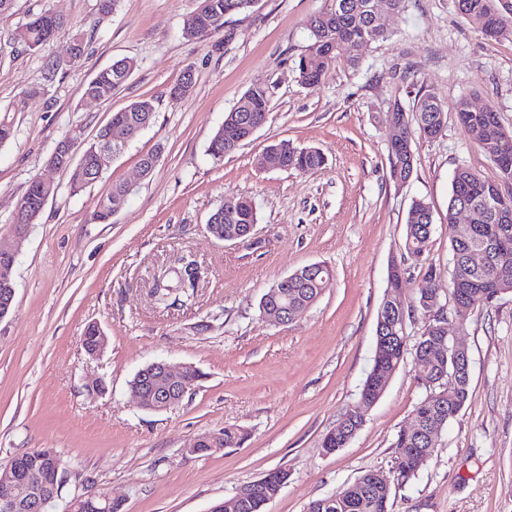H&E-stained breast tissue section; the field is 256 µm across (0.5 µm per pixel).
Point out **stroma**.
Wrapping results in <instances>:
<instances>
[{
    "instance_id": "obj_1",
    "label": "stroma",
    "mask_w": 512,
    "mask_h": 512,
    "mask_svg": "<svg viewBox=\"0 0 512 512\" xmlns=\"http://www.w3.org/2000/svg\"><path fill=\"white\" fill-rule=\"evenodd\" d=\"M324 0H258L227 18L222 32L186 38L194 0H119L108 16L98 0H14L0 16V107L23 87L42 95L13 113V142L0 147V237L9 235L29 181L55 182L38 224L16 257L11 314L0 320V461L55 449L66 482L53 512L77 496L103 492L124 512H209L269 470L289 479L264 512H307L369 470H388L396 434L409 428L422 391V367L405 356L349 444L326 454L322 438L359 399L372 365L377 311L388 268L399 259L413 200L433 210L425 254L448 285V248L457 226L446 220L457 167L494 179V163L460 125L454 105L493 106L512 128V36L487 39L455 0H407L388 16V39L361 52L358 66L338 56L317 88L298 80L310 43L307 19ZM64 26L38 49L12 39L40 12ZM80 62L66 65L76 31ZM137 62L112 99L93 102L84 86L119 57ZM193 78L180 100L167 89ZM271 85L268 118L223 161L208 152L216 130L253 84ZM446 108L440 135H414V171L389 177L394 103L412 108L424 92ZM154 98V123L138 132L102 177L71 192L48 158L57 143L91 141L111 113ZM289 139L321 149L322 169L299 173L257 164L271 143ZM159 152L149 175L142 156ZM131 192L107 224L93 213L112 183ZM254 202L251 237L234 243L206 230L225 197ZM190 254L207 270L192 307H156L157 269ZM323 263L332 284L285 325L267 321L259 302L275 282ZM109 343L100 358L82 347L88 324ZM470 355V395L441 433L432 458L410 483L392 490L389 512H512V293L460 323ZM163 360L190 364L204 377L167 412L138 407L130 384ZM104 379L107 391L89 396ZM244 432L237 448L191 453L198 436Z\"/></svg>"
}]
</instances>
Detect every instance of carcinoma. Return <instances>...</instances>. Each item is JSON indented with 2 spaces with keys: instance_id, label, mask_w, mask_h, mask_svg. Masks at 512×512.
I'll return each instance as SVG.
<instances>
[{
  "instance_id": "cac0c4a2",
  "label": "carcinoma",
  "mask_w": 512,
  "mask_h": 512,
  "mask_svg": "<svg viewBox=\"0 0 512 512\" xmlns=\"http://www.w3.org/2000/svg\"><path fill=\"white\" fill-rule=\"evenodd\" d=\"M195 8L184 20L183 34L188 38H200L217 34L224 29V18L229 15L249 12L257 0H195ZM336 0H325V6L307 21L311 43L308 50L314 52V60L305 62L300 58L298 75L303 85L317 87L324 71L335 60L336 55L345 50L349 52L351 65L358 64V51L373 42L389 37L386 28L372 22L366 15L364 7L368 0H344L350 5L351 15L345 16L333 8ZM461 14L477 22L483 34L496 40L512 36V11L503 8L502 0H457ZM63 27V21L54 12L45 10L19 26L14 32V40L30 49H35L53 37ZM137 62L130 57L115 60L112 65L99 71L85 86L84 95L99 101H108L116 90L131 77ZM272 93L265 84L251 86L238 100L237 104L225 114L224 125L220 126L208 146L209 155L217 160L235 151L234 142L240 135V124L235 116L249 127H260L270 112ZM403 119L404 128L399 141L389 146L390 179L398 181V175L414 171L415 155L412 149L413 129H418L426 137L433 138L441 134L445 106L439 97L430 91L418 97L411 111L406 116L403 107L394 104ZM455 112L464 127L482 152L496 165L500 172L499 180H488L468 168L459 167L451 180L448 199V223H453L457 208L465 203L474 212L473 223L482 225L478 234L469 241H460L453 237L448 251V294L455 296L459 290L467 294L462 307L455 310V316L465 318L476 309H482L492 303L491 295L498 290H512V250L503 253L499 250L496 235L492 229L503 224L512 232V131L504 129L499 112L488 106L481 112L471 108L468 99L461 98L455 105ZM155 114L154 101L144 98L130 103L124 109L112 113L108 122L99 130L96 139L83 146L79 156L71 158L62 172L68 177L71 191L78 192L95 183L101 176L97 166L96 150L106 139L120 133L125 125L135 123L145 128L149 126ZM493 129L498 138L494 142L484 138V131ZM280 158L281 168L307 173L324 165L325 157L316 147H299L290 140H281L272 144ZM128 192L124 183H114L110 190L101 197L93 220L105 224L112 220V196ZM492 198L499 210L490 213L485 210L486 200ZM23 208L11 223L24 229L26 224H36L44 208V201L35 182H30L22 196ZM258 221L253 202L247 198L234 199L233 224H255ZM434 232L433 212L423 200H415L410 208L403 242L404 266L408 260H419L428 250ZM481 249L486 255V263L479 269L470 265L469 254L474 249ZM315 270L299 268L300 276L288 280L282 286L279 303L288 307V311L304 301L315 302L329 287L332 274L323 264H314ZM443 292L436 281L433 268H426L417 284L414 307L426 316L424 330L413 348H408V336L398 333L395 345L386 353L389 363L397 365L404 362L408 351L418 362L428 369L427 380L419 382L424 389L423 395L414 407V418L425 428L439 431L448 426L453 419L449 411L462 407L469 397V373L456 374V361L450 352L440 351L434 345V337L441 335L438 317L428 316V306L422 300L433 292ZM181 296L184 305H190L196 297V283L191 278L177 279L171 283L164 277V284L154 283L152 297L158 304H167L171 293ZM346 436L328 431L322 439V448L328 454L346 446ZM394 448L392 480L404 486L418 474L413 464L414 454L423 449L432 454L435 446L426 443L417 433L401 431L391 444ZM8 466L22 470L38 472L44 467H56L64 471L59 455L52 448H34L17 455L0 468ZM386 473L380 470H368L361 474L344 491L336 494V499L324 497L312 502L308 512H388L391 488L383 478Z\"/></svg>"
}]
</instances>
